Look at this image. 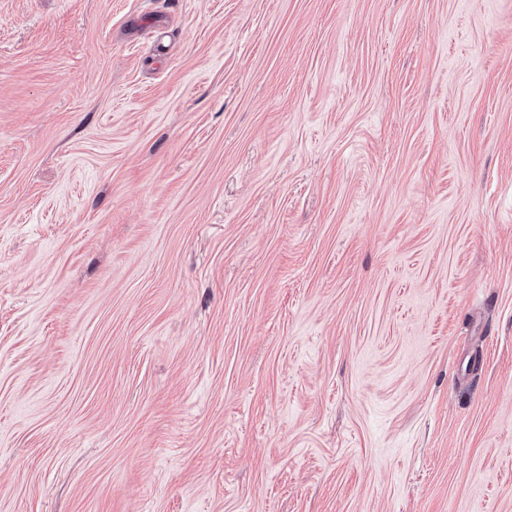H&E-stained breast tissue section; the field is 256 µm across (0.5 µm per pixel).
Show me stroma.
I'll use <instances>...</instances> for the list:
<instances>
[{
	"mask_svg": "<svg viewBox=\"0 0 512 512\" xmlns=\"http://www.w3.org/2000/svg\"><path fill=\"white\" fill-rule=\"evenodd\" d=\"M0 512H512V0H0Z\"/></svg>",
	"mask_w": 512,
	"mask_h": 512,
	"instance_id": "stroma-1",
	"label": "stroma"
}]
</instances>
